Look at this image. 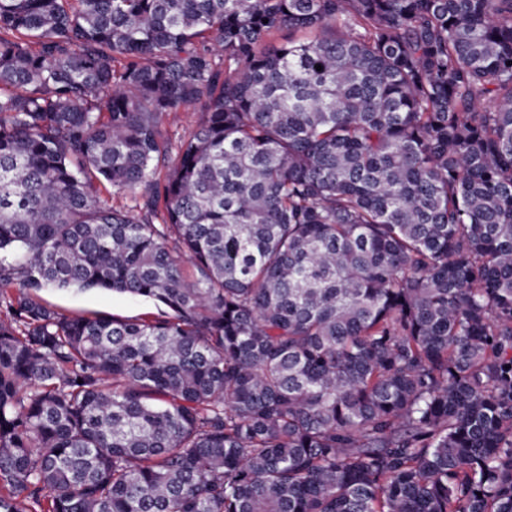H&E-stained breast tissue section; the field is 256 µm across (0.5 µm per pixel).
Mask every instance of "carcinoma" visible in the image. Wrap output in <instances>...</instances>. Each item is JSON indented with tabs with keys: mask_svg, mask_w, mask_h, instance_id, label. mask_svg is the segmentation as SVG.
Returning a JSON list of instances; mask_svg holds the SVG:
<instances>
[{
	"mask_svg": "<svg viewBox=\"0 0 512 512\" xmlns=\"http://www.w3.org/2000/svg\"><path fill=\"white\" fill-rule=\"evenodd\" d=\"M0 512H512V0H0ZM200 115L198 112H169L163 117V127L167 134L176 140L196 128ZM40 295L59 312L67 315H107L135 319L149 313H157L148 301L112 291H46Z\"/></svg>",
	"mask_w": 512,
	"mask_h": 512,
	"instance_id": "carcinoma-1",
	"label": "carcinoma"
}]
</instances>
